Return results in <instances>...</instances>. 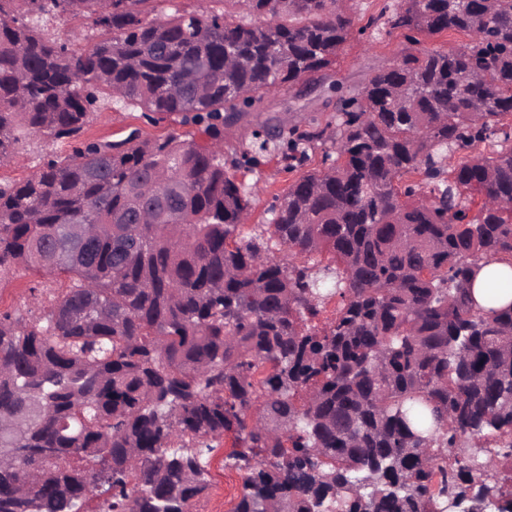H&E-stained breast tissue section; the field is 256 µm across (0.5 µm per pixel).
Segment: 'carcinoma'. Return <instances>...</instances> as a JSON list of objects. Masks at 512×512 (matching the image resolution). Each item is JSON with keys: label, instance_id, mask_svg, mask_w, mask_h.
<instances>
[{"label": "carcinoma", "instance_id": "cac0c4a2", "mask_svg": "<svg viewBox=\"0 0 512 512\" xmlns=\"http://www.w3.org/2000/svg\"><path fill=\"white\" fill-rule=\"evenodd\" d=\"M154 2L0 0V162L30 137L72 146L0 183V275L68 281L41 317L0 312V512H196L227 436L232 512H512V303L470 291L512 259V0H399L359 28L345 0L163 22ZM379 25L406 45L336 115L254 131L294 177L249 235L235 171L259 159L224 160V128ZM444 34L467 41L421 47ZM110 99L208 140L81 142ZM35 26H38L45 33L61 36L63 38H70L74 48L80 50L91 49L96 43V39L90 37V30L86 24L80 20H72L69 22H62L58 18L43 17L33 21ZM478 271L473 283V293L476 300L485 308L499 309L512 303V266L511 264L497 259H486L480 263ZM510 279L511 288H505L504 291L493 301L485 299V285L490 279Z\"/></svg>", "mask_w": 512, "mask_h": 512}]
</instances>
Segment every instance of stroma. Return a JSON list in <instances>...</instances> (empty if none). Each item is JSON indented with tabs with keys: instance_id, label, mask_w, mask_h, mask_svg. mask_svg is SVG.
<instances>
[{
	"instance_id": "stroma-1",
	"label": "stroma",
	"mask_w": 512,
	"mask_h": 512,
	"mask_svg": "<svg viewBox=\"0 0 512 512\" xmlns=\"http://www.w3.org/2000/svg\"><path fill=\"white\" fill-rule=\"evenodd\" d=\"M404 39L399 32L386 28H371L362 35H354L345 45L335 67L322 82L312 88L297 84L284 88L253 108L249 117L224 131V147L233 150L251 146L252 133L267 117H275L282 127H290L305 118L328 120L335 113L337 92L357 93L369 75L376 69L397 59ZM140 128L143 135L154 137L169 132H179V125L165 121L152 124L140 111H127L112 103H104L93 111L84 129L85 141L118 140L131 128ZM62 144H49L34 138L20 143L12 157L0 164V182L27 178L53 154L66 153ZM236 176L247 185H254L258 193L254 200L247 232L257 231L267 223V209L274 194L280 193L290 176L284 172L277 157L267 156L264 162L251 170L237 171ZM63 280L52 277L37 278L30 275H9L0 279V310L11 311L27 319L44 315L52 307L57 295L64 288Z\"/></svg>"
}]
</instances>
